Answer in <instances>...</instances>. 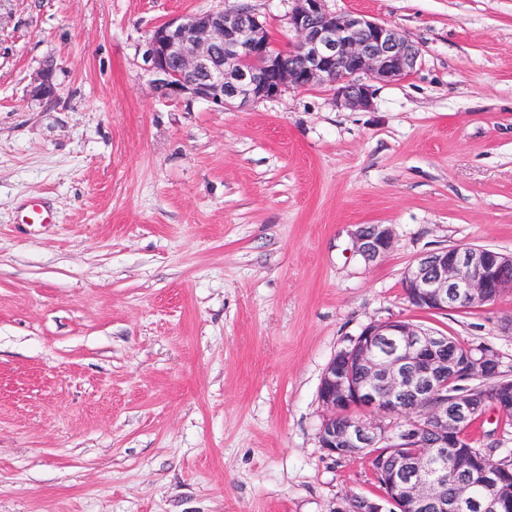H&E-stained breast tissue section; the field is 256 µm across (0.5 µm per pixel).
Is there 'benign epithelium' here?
Wrapping results in <instances>:
<instances>
[{
	"label": "benign epithelium",
	"instance_id": "obj_1",
	"mask_svg": "<svg viewBox=\"0 0 512 512\" xmlns=\"http://www.w3.org/2000/svg\"><path fill=\"white\" fill-rule=\"evenodd\" d=\"M288 24L297 35L287 58L272 43L264 22L245 4L215 12L183 15L155 26L143 44L145 70L156 92L167 99L194 98L216 108L245 106L285 89L328 83L338 101L351 108L372 106L374 90L363 81L393 82L417 65L419 51L396 27L352 13L329 12L325 0H294ZM31 96L55 99L54 70L34 78ZM389 226L360 231L356 252L367 262L393 247ZM404 288L415 308L441 312L467 298L512 289V252L484 246L427 252L405 272ZM392 336L404 346L386 358L377 346ZM494 382L448 397V376ZM500 360L484 349L463 356L448 352V336L405 320L371 323L327 365L319 387L326 415L320 447L341 460L372 448L387 449L383 492L376 498L351 495L331 512H465L471 483L500 484V463L462 448L460 429L485 417L488 408L512 412V381L500 380ZM354 410L360 418L336 419ZM446 457L467 476L448 498L439 495L443 478L435 460Z\"/></svg>",
	"mask_w": 512,
	"mask_h": 512
}]
</instances>
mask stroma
Returning <instances> with one entry per match:
<instances>
[{"label":"stroma","instance_id":"stroma-1","mask_svg":"<svg viewBox=\"0 0 512 512\" xmlns=\"http://www.w3.org/2000/svg\"><path fill=\"white\" fill-rule=\"evenodd\" d=\"M234 0H0V512H330L377 496L329 457L318 390L373 322L493 349L512 292L428 312L417 256L512 252V0H326L402 30L416 69L245 108L160 97L158 24ZM288 48L291 0H243ZM53 67L57 97L30 94ZM40 200L48 224L21 212ZM386 224L377 263L358 231ZM512 459L496 413L468 431ZM394 235L389 226L374 225L360 231L355 249L367 262L382 259L393 247Z\"/></svg>","mask_w":512,"mask_h":512}]
</instances>
